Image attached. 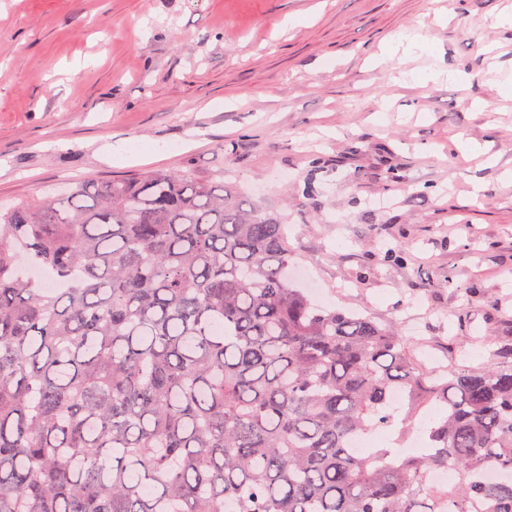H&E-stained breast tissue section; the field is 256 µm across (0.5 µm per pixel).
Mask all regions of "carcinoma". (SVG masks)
Here are the masks:
<instances>
[{"label": "carcinoma", "instance_id": "carcinoma-1", "mask_svg": "<svg viewBox=\"0 0 512 512\" xmlns=\"http://www.w3.org/2000/svg\"><path fill=\"white\" fill-rule=\"evenodd\" d=\"M295 261L277 214L190 168L0 207V512H512V343L440 375ZM434 403L416 452L350 447ZM20 272L26 279H34L46 285H52L56 288H71L72 283L67 281L57 280L53 273L46 268L33 267L25 264L23 261L20 262Z\"/></svg>", "mask_w": 512, "mask_h": 512}]
</instances>
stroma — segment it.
<instances>
[{
    "label": "stroma",
    "mask_w": 512,
    "mask_h": 512,
    "mask_svg": "<svg viewBox=\"0 0 512 512\" xmlns=\"http://www.w3.org/2000/svg\"><path fill=\"white\" fill-rule=\"evenodd\" d=\"M510 9L0 0V205L152 167L220 172L244 203L287 217L319 305L397 323L443 366H488L493 340L512 336V28L497 21ZM123 140L170 151L109 162ZM386 241L406 246L404 263Z\"/></svg>",
    "instance_id": "obj_1"
}]
</instances>
